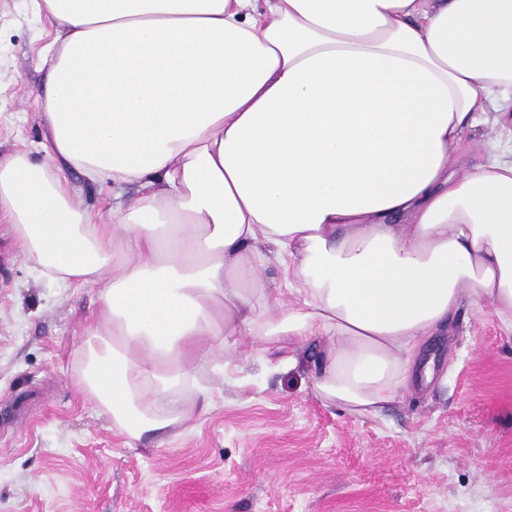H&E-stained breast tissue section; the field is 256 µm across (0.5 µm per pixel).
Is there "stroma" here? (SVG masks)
Wrapping results in <instances>:
<instances>
[{
  "label": "stroma",
  "instance_id": "obj_1",
  "mask_svg": "<svg viewBox=\"0 0 512 512\" xmlns=\"http://www.w3.org/2000/svg\"><path fill=\"white\" fill-rule=\"evenodd\" d=\"M55 30L28 0H0V155L45 158L36 94ZM468 158L511 159L490 124ZM74 202L110 219L112 184L69 173ZM98 310L95 288L42 276L0 223V512H512V332L463 305L430 337L433 374L378 413L325 404L314 363L325 339L252 355L232 376L224 345L190 364L210 405L135 440L75 386Z\"/></svg>",
  "mask_w": 512,
  "mask_h": 512
}]
</instances>
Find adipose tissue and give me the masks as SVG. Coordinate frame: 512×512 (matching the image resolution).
Masks as SVG:
<instances>
[{"label": "adipose tissue", "mask_w": 512, "mask_h": 512, "mask_svg": "<svg viewBox=\"0 0 512 512\" xmlns=\"http://www.w3.org/2000/svg\"><path fill=\"white\" fill-rule=\"evenodd\" d=\"M30 4L60 44L52 153L141 194L93 223L17 152L0 222L98 288L77 388L132 438L185 417L186 363L223 336L326 338L317 395L374 413L462 303L512 329V161L460 151L487 115L512 139V0Z\"/></svg>", "instance_id": "adipose-tissue-1"}]
</instances>
